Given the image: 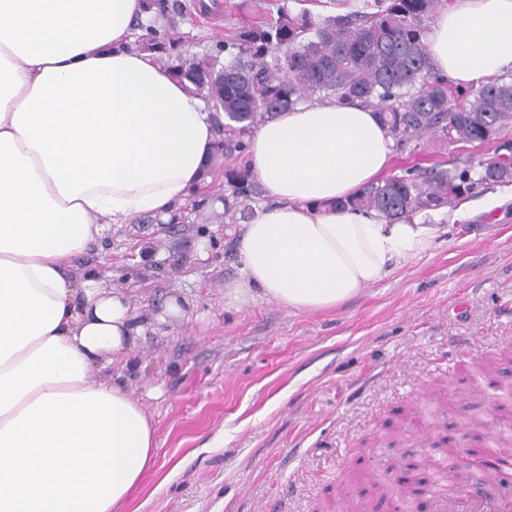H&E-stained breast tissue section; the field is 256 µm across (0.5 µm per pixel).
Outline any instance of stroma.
<instances>
[{
  "label": "stroma",
  "mask_w": 512,
  "mask_h": 512,
  "mask_svg": "<svg viewBox=\"0 0 512 512\" xmlns=\"http://www.w3.org/2000/svg\"><path fill=\"white\" fill-rule=\"evenodd\" d=\"M223 2L207 18L193 0H176V14L155 11L147 23L179 38L184 57L219 56L234 28L296 5L259 0L242 11L240 0ZM493 153L490 144L428 137L395 153L391 171ZM233 168L245 170L244 155L214 153L209 182L178 221L112 225L71 269L134 293L146 329L123 372L138 390L160 388L144 405L159 462L178 472L166 484L147 476L121 512H344L355 495L351 456L380 475L440 438L465 454L463 428L479 408L497 440L502 421L488 388L461 373L512 346V208L483 212L478 189L473 216L435 249L336 309L290 311L260 299L228 310L241 229L238 210L224 206ZM174 295L189 301V316L167 314Z\"/></svg>",
  "instance_id": "obj_1"
}]
</instances>
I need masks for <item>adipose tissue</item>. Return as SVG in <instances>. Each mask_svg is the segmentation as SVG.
I'll return each mask as SVG.
<instances>
[{
    "mask_svg": "<svg viewBox=\"0 0 512 512\" xmlns=\"http://www.w3.org/2000/svg\"><path fill=\"white\" fill-rule=\"evenodd\" d=\"M143 0H0V512H118L157 469L125 365L144 326L131 295L67 275L111 225L170 219L203 179L216 128L200 96L128 48ZM425 44L478 87L512 71V0H452ZM360 102L284 110L248 137L275 204L236 237L227 307L326 311L435 248L447 228L341 208L392 162Z\"/></svg>",
    "mask_w": 512,
    "mask_h": 512,
    "instance_id": "ef3b65f1",
    "label": "adipose tissue"
}]
</instances>
